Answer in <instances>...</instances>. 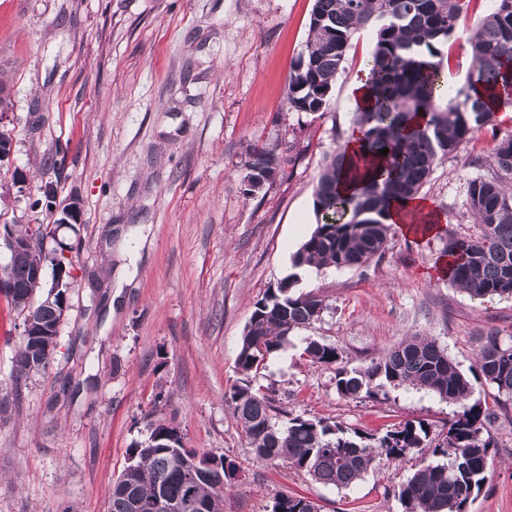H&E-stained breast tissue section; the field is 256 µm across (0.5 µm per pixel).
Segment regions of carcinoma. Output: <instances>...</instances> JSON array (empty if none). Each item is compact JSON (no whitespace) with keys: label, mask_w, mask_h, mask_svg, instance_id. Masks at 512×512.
<instances>
[{"label":"carcinoma","mask_w":512,"mask_h":512,"mask_svg":"<svg viewBox=\"0 0 512 512\" xmlns=\"http://www.w3.org/2000/svg\"><path fill=\"white\" fill-rule=\"evenodd\" d=\"M471 0H314L309 35L289 77L288 109L325 112L336 76L353 37L373 32L374 50L365 68L370 103L354 113L364 153L348 159L337 150L326 158L314 187L318 223L292 257L296 268H360L382 257L391 231L385 223L396 201L413 199L428 182L437 164L469 144L493 123L503 109L512 111V0H494L492 12L466 31L474 71L466 87L448 98L443 48L460 34V21ZM425 115L417 124L413 118ZM388 148L383 156L379 150ZM281 173L276 149L254 145L245 178L266 185L276 181L267 171ZM356 184L355 192L339 193L340 180ZM467 203L478 233L448 237L449 282L474 299L512 297V131L504 134L491 156L488 174L473 179ZM4 238L29 241L31 251L13 267L18 288L5 292L23 317L34 315L44 330L24 336L12 370L13 387L0 394V416L15 408L31 375L48 366L57 344L55 327L68 309L71 265L64 256L69 245L57 243L49 224L4 225ZM51 268V279H37L34 269ZM290 275L265 294L242 336L236 359L239 382L225 399L255 457L282 464L324 486H354L381 461L403 460L414 452L430 451L433 460L407 475L396 489L403 512H468L481 493L490 467L495 415L480 401H471L473 385L435 341L412 336L359 369L336 368L337 394L345 399L374 398L384 385L423 390L459 407L437 442L421 420H406L371 433L326 419L296 413L276 405L257 383L266 359L291 333L322 317L323 300L314 291L291 292ZM55 293L52 301L34 302L36 291ZM304 353L314 364L340 360L338 348L311 337ZM484 382L494 388L495 404H512V336H487L477 356ZM163 435L161 446L153 443ZM150 432L129 450V464L112 484L108 512H128L132 496L151 499L160 491L176 500L187 494L224 512V496L207 476L192 486L184 482L188 451L174 430ZM271 512H320L301 494L274 497Z\"/></svg>","instance_id":"obj_1"}]
</instances>
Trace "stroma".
<instances>
[{"mask_svg":"<svg viewBox=\"0 0 512 512\" xmlns=\"http://www.w3.org/2000/svg\"><path fill=\"white\" fill-rule=\"evenodd\" d=\"M314 0H0V126L13 153L0 165V225L49 224L30 199L52 188L77 201L72 288L58 346L18 408L0 419V512H106L110 488L147 436L149 413L186 447L236 470L224 512H269L300 493L321 512H402L393 495L420 457L382 462L337 490L257 460L224 395L255 302L294 277L318 292L320 321L294 331L258 382L281 405L362 430L422 420L439 433L453 404L384 386L363 401L336 392L337 367L367 365L408 336L447 349L468 375L491 331L512 334V298L477 300L437 272L452 235L477 226L467 185L486 174L512 112L434 170L422 195L443 217L426 238L392 231L385 254L357 269L296 275L292 256L316 220L326 155L353 126L352 88L373 35L357 33L326 112L289 110V73ZM276 148L279 179L256 196L241 180L252 145ZM67 147L63 169L47 166ZM26 181L15 185L13 173ZM22 317L0 293V389L12 387ZM336 344L340 366L312 364L305 337ZM493 465L469 512H512V411L492 420Z\"/></svg>","mask_w":512,"mask_h":512,"instance_id":"obj_1","label":"stroma"}]
</instances>
